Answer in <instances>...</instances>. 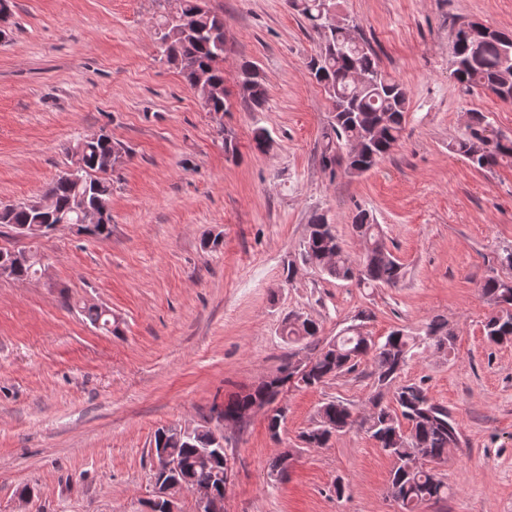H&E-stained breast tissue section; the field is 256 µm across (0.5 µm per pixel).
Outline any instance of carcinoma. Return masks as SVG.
I'll list each match as a JSON object with an SVG mask.
<instances>
[{
  "label": "carcinoma",
  "mask_w": 512,
  "mask_h": 512,
  "mask_svg": "<svg viewBox=\"0 0 512 512\" xmlns=\"http://www.w3.org/2000/svg\"><path fill=\"white\" fill-rule=\"evenodd\" d=\"M333 0H289V4L307 22L318 37V51L309 61L310 75L322 87L333 110L329 127L323 133L325 146L320 161L324 169L336 173L342 167L340 149L359 145L361 151L351 166L362 173L373 169L400 139L408 112V96L401 84L389 78L380 67L372 46L362 36H349L343 28L326 24L327 10ZM174 10L160 16L157 26L165 29L160 48L167 60L179 69L188 85L194 84L196 71L208 74L211 82L209 99L202 103L205 111H227L229 91L224 85L226 38L224 18L207 9L202 0H175ZM486 26L469 21L452 33L453 76L467 89H481L512 103V35L495 31L486 35ZM240 95L254 112L264 110L267 91L258 68L251 62L240 67ZM358 72L362 80L351 75ZM451 149L464 155L479 170H491L505 160L512 161V140L494 133L486 116L473 112L467 131ZM130 149L112 140L108 133L99 138L83 139L67 148L80 167L63 171L46 190L51 202L0 204V226L19 231L26 226H43L41 235L54 231L59 224H70L79 232L106 239L111 224H96L90 231L82 225L81 206L92 207L97 201H110L112 180L96 176L120 164ZM353 231L365 241V252L353 260L345 251L324 213H315L308 224L302 243L301 260L327 275L354 281L364 287L397 286L403 278V266L387 248L380 225L365 209L353 217ZM37 254L31 261L12 266L10 277L27 280L38 272ZM481 293L494 306L484 321L487 339L496 344L512 343V280L487 277ZM85 317L111 333H119L120 323L109 321L106 311L95 306L84 308ZM290 343L305 342L307 363L304 375L275 376L254 389L224 402V414L248 413L258 402L275 400L290 382L317 387L345 373L356 370L368 358L374 366L377 390L368 399L373 414L359 418L341 401H329L318 410L317 425L299 439L307 448H323L335 435L358 425L369 434L394 461L389 491L402 512H418L420 504L440 500L448 495V485L430 468H414L410 463L421 455L430 464L445 461L449 445L459 443L460 431L448 409L435 403L425 389L415 383L396 384L412 357L415 337L401 329L391 331L382 342L364 335L357 326H349L345 335L327 340L321 336L320 324L308 317L300 324L288 319L282 326ZM453 333L448 322L436 316L427 324L424 343L438 353L451 348ZM392 392L384 401L383 390ZM155 448H169L180 459L181 475L199 487L216 485V470L223 468L224 450L207 427H197L183 434L162 427L154 434Z\"/></svg>",
  "instance_id": "obj_1"
}]
</instances>
